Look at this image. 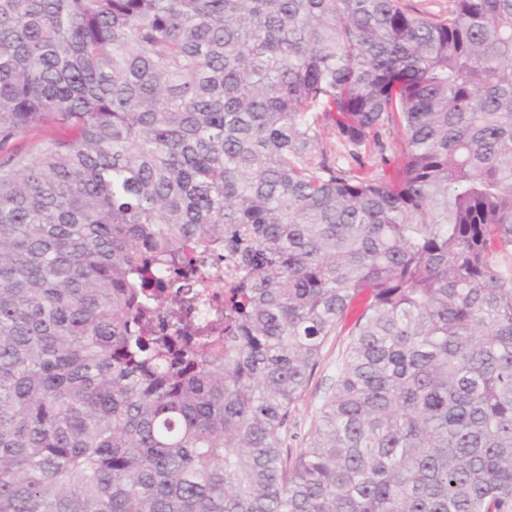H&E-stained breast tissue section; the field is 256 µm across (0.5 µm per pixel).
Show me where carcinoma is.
Wrapping results in <instances>:
<instances>
[{
	"mask_svg": "<svg viewBox=\"0 0 512 512\" xmlns=\"http://www.w3.org/2000/svg\"><path fill=\"white\" fill-rule=\"evenodd\" d=\"M509 250L512 0H0V512H512ZM450 0H402V5L412 14L424 13L430 17L448 16ZM318 125V130L320 132V147L327 152L330 159L335 160L336 163H344L346 166H348V161L350 164L349 167H352V165L358 167L355 162L347 156V151L336 137L333 128L322 119L318 121ZM380 141L384 146L383 152L380 154V148L371 146L367 154L362 153L363 161L373 164L374 162L393 163V157L396 147V134L388 126L380 129ZM349 337L331 336L325 343L320 362L313 372L300 400L295 405L283 434L284 448L295 457L311 442L320 420L321 407L336 376V363L345 350Z\"/></svg>",
	"mask_w": 512,
	"mask_h": 512,
	"instance_id": "cac0c4a2",
	"label": "carcinoma"
}]
</instances>
